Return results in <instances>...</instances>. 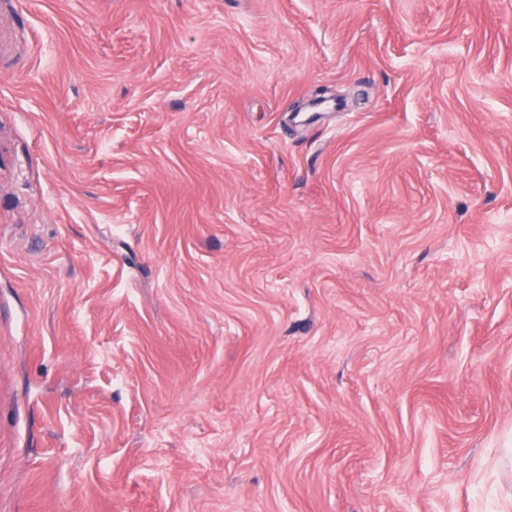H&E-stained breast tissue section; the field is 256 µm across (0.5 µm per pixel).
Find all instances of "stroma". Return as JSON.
<instances>
[{"label": "stroma", "instance_id": "35a3bbf8", "mask_svg": "<svg viewBox=\"0 0 512 512\" xmlns=\"http://www.w3.org/2000/svg\"><path fill=\"white\" fill-rule=\"evenodd\" d=\"M489 501L512 0H0V512Z\"/></svg>", "mask_w": 512, "mask_h": 512}]
</instances>
